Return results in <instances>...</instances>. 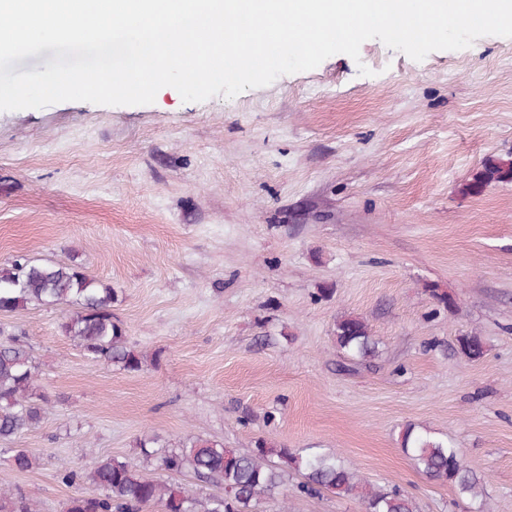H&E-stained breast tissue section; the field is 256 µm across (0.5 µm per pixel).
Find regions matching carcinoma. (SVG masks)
<instances>
[{"label":"carcinoma","instance_id":"cac0c4a2","mask_svg":"<svg viewBox=\"0 0 512 512\" xmlns=\"http://www.w3.org/2000/svg\"><path fill=\"white\" fill-rule=\"evenodd\" d=\"M512 183V155L489 156L473 177L461 187L467 196L481 194L492 184ZM113 289L88 277L77 264H39L22 256L0 265V312L27 305L68 303L76 310L61 324V331L85 355L137 373L146 356L128 344L122 327L113 320ZM336 347L354 359H370L378 354L379 343L366 321L354 315L336 321ZM461 353L475 359L483 355L484 343L478 336L459 338ZM35 365L21 337L11 335L0 342V441L24 433L41 420L44 400L34 386ZM158 439L137 443L145 461L157 460L173 473L193 472L203 483H216L224 494L197 497L176 484L157 482L128 462L103 457L90 468L65 463L59 469L61 482L68 486L91 485L97 493L70 500L66 512H142L159 505L163 512H255L264 499L277 494L293 471L304 478L301 489L307 494L329 492L337 497L355 496L365 512H416L415 503L394 488L383 492L358 478L337 454H295L266 441L256 442L255 450L242 453L224 444L190 438L160 456L150 450ZM401 447L415 468L427 479L452 484L462 496L483 497L481 477L463 463L458 449L433 436L426 429L406 426ZM12 467L20 472L33 469L37 460L22 448H11ZM0 512H37L35 504L18 487H0Z\"/></svg>","mask_w":512,"mask_h":512}]
</instances>
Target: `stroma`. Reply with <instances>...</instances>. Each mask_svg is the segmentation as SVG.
Segmentation results:
<instances>
[{
	"mask_svg": "<svg viewBox=\"0 0 512 512\" xmlns=\"http://www.w3.org/2000/svg\"><path fill=\"white\" fill-rule=\"evenodd\" d=\"M508 154L512 37L495 35L419 62L369 39L359 59L231 99L165 87L148 105L0 111V264H81L150 357L137 373L91 359L61 331L66 304L0 312L1 331L25 332L47 398L11 442L37 468L12 470L0 451V485L65 512L81 490L59 481L61 463L115 456L195 494L191 474L144 465L137 441L249 452L263 439L339 454L417 512H475L417 472L401 447L412 424L459 448L490 512H512V183L460 191ZM347 315L378 357L337 349ZM466 335L480 358L460 353ZM300 481L257 512H364Z\"/></svg>",
	"mask_w": 512,
	"mask_h": 512,
	"instance_id": "obj_1",
	"label": "stroma"
}]
</instances>
